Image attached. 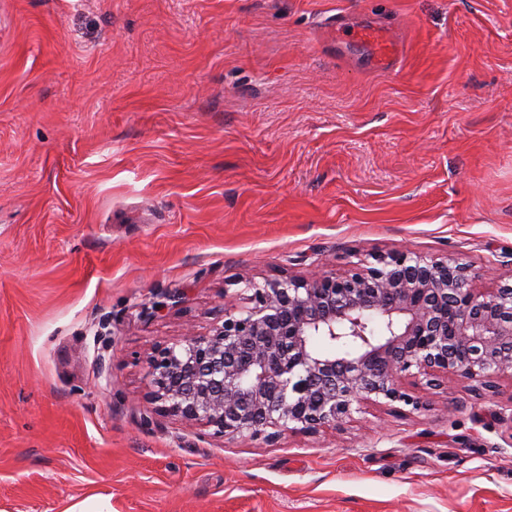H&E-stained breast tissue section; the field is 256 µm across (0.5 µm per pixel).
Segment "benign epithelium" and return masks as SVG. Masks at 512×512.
<instances>
[{"mask_svg":"<svg viewBox=\"0 0 512 512\" xmlns=\"http://www.w3.org/2000/svg\"><path fill=\"white\" fill-rule=\"evenodd\" d=\"M207 335L149 357L156 409L230 438L334 428L367 403L417 406L434 388L490 390L512 368V285L481 291L468 266L398 252L338 276L251 282Z\"/></svg>","mask_w":512,"mask_h":512,"instance_id":"1","label":"benign epithelium"}]
</instances>
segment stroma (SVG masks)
Instances as JSON below:
<instances>
[{"label": "stroma", "instance_id": "stroma-1", "mask_svg": "<svg viewBox=\"0 0 512 512\" xmlns=\"http://www.w3.org/2000/svg\"><path fill=\"white\" fill-rule=\"evenodd\" d=\"M405 250L512 284V0H0V512H512V374L272 442L146 398L247 281ZM323 35L330 41L336 37V43H351L369 48L372 51L373 64L379 69H391L400 53L398 43L391 38L388 29L383 25L370 24L349 28L336 17L325 23Z\"/></svg>", "mask_w": 512, "mask_h": 512}]
</instances>
